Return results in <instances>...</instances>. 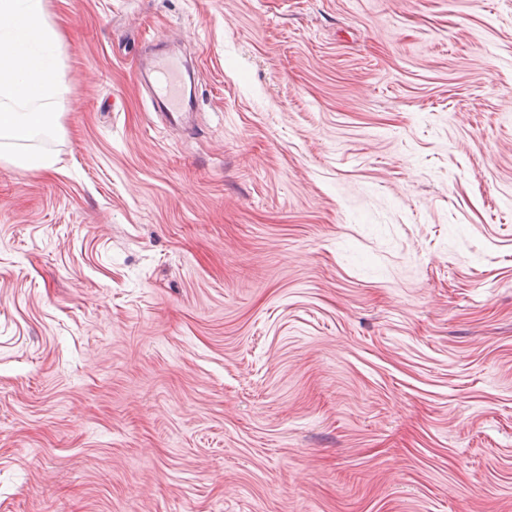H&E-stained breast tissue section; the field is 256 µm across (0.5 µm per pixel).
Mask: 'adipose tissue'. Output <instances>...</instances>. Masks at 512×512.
I'll list each match as a JSON object with an SVG mask.
<instances>
[{
	"label": "adipose tissue",
	"instance_id": "ef3b65f1",
	"mask_svg": "<svg viewBox=\"0 0 512 512\" xmlns=\"http://www.w3.org/2000/svg\"><path fill=\"white\" fill-rule=\"evenodd\" d=\"M59 39L46 20L45 0H0V144L54 136L45 106L68 88L52 81L39 48Z\"/></svg>",
	"mask_w": 512,
	"mask_h": 512
}]
</instances>
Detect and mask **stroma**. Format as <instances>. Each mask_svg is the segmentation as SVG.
<instances>
[{"instance_id": "obj_1", "label": "stroma", "mask_w": 512, "mask_h": 512, "mask_svg": "<svg viewBox=\"0 0 512 512\" xmlns=\"http://www.w3.org/2000/svg\"><path fill=\"white\" fill-rule=\"evenodd\" d=\"M0 162V512H512V0H47ZM165 37L198 122L135 63ZM5 160L23 171L49 169L53 165L50 157L37 152L0 153V161Z\"/></svg>"}]
</instances>
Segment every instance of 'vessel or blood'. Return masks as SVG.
Wrapping results in <instances>:
<instances>
[{"instance_id": "vessel-or-blood-1", "label": "vessel or blood", "mask_w": 512, "mask_h": 512, "mask_svg": "<svg viewBox=\"0 0 512 512\" xmlns=\"http://www.w3.org/2000/svg\"><path fill=\"white\" fill-rule=\"evenodd\" d=\"M136 76L154 111L167 126H181L195 109V81L184 77L182 60L165 50L140 54Z\"/></svg>"}]
</instances>
